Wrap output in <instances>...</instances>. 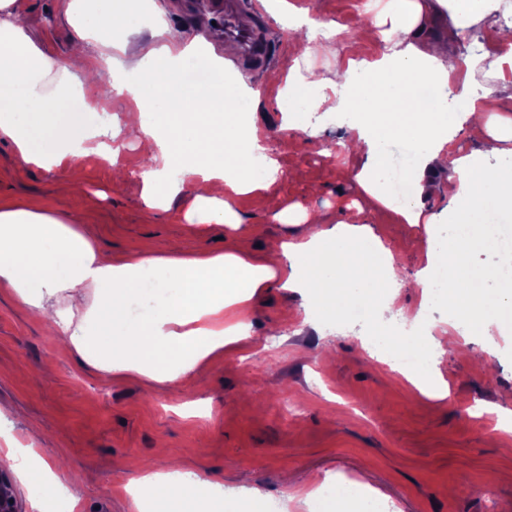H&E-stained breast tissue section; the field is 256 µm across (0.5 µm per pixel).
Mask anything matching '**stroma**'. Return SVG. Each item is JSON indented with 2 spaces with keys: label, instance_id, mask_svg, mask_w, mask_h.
Listing matches in <instances>:
<instances>
[{
  "label": "stroma",
  "instance_id": "obj_1",
  "mask_svg": "<svg viewBox=\"0 0 512 512\" xmlns=\"http://www.w3.org/2000/svg\"><path fill=\"white\" fill-rule=\"evenodd\" d=\"M25 2L40 21L38 43L65 58L72 27L60 0ZM292 2L306 24L262 14L272 36L268 68L309 67L335 80V58L316 50L301 61L296 45L308 40V21L352 32L366 24L367 14L356 0ZM154 10L169 34L197 29L218 54H233L212 26L197 27L203 10L192 0H154ZM506 22L499 15L465 29L454 46L457 57L470 60L495 49ZM264 71L232 73L258 91L256 123L281 165L266 190L237 201L252 255L263 257L271 241L303 233V226L277 218L290 205L321 214L329 227L367 224L393 253L403 306L417 308L422 297L412 282L425 263L424 225L367 206L352 176L365 157L342 147L344 113L310 112L301 128H291L277 88L262 81ZM120 163L126 176L117 184L111 167L85 159L83 189L68 194L59 188L67 166L48 172L24 164L14 145L0 138V206L51 215L89 212L90 223L77 225V232L116 260L226 250L223 225L186 220L188 195L166 210L146 212L140 174L149 160L137 148L126 147ZM306 302L298 291L267 289L252 319L260 346L225 345L183 382L169 384L139 375L103 377L76 352L60 351L53 325L18 306L0 285V465L9 443L33 445L61 485L73 490L76 512H138L128 490L139 471L167 472L172 459L225 494L258 490L275 512H316L299 489L316 478L341 488L353 476L377 484L398 502V512H512V433L497 428L500 410L512 411V335L456 336L457 351L435 360L448 385L447 398L438 400L362 350L369 325L316 331L303 321ZM132 460L142 470L129 468Z\"/></svg>",
  "mask_w": 512,
  "mask_h": 512
}]
</instances>
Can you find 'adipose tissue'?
<instances>
[{"label": "adipose tissue", "instance_id": "1", "mask_svg": "<svg viewBox=\"0 0 512 512\" xmlns=\"http://www.w3.org/2000/svg\"><path fill=\"white\" fill-rule=\"evenodd\" d=\"M151 10V0H68L75 37L71 55L60 60L35 41L24 0H0V137L12 141L24 163L48 171L64 163L77 169L88 156L117 167L123 140L132 137L152 161L140 175L145 207L165 209L190 187L189 217L224 225L233 247L191 257L132 255L116 263L74 230L75 215L1 206L0 283L18 305L55 318L62 345L101 374L167 383L187 378L225 344L246 339L255 299L270 288L306 289L315 300L308 323L317 316H385L398 296L382 303L376 294L392 271V253L369 225L341 222L276 241L264 260L250 255L234 206L279 172L252 119L257 96L247 87L225 89L224 60L207 47L164 43L161 18L150 26L160 47L148 51L132 41L140 15ZM499 12L511 14L512 0H385L360 38L323 45L349 75L340 106L361 115L346 142L365 151L354 179L405 223L455 224L446 244L426 237L416 286L423 305L443 303L465 314L471 336L512 333V280L469 261L470 250L496 247L487 213L512 214V24L499 28L498 48L475 63L461 62L451 47L464 29ZM365 43L377 47L375 60L360 59ZM104 69L112 72L114 95L128 102L116 127H101L94 103ZM480 76L488 81L480 92L448 99L447 88ZM328 87L314 74L289 73L278 95L288 102L292 125L329 101ZM465 129L481 134L479 152L453 151ZM393 139L412 149L402 205L384 181V150ZM483 157L497 159V169H484ZM443 184L447 206L425 213L424 197ZM67 291L70 303L58 310V296ZM148 298L154 307L132 315L131 304ZM410 345L417 358L409 380L433 397L447 396L432 376L430 355L454 348V341L439 336ZM195 499L205 512H265L261 494L227 499L195 474L147 473L135 483L134 500L144 512H190Z\"/></svg>", "mask_w": 512, "mask_h": 512}]
</instances>
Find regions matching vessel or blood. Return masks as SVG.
Wrapping results in <instances>:
<instances>
[{
	"instance_id": "1",
	"label": "vessel or blood",
	"mask_w": 512,
	"mask_h": 512,
	"mask_svg": "<svg viewBox=\"0 0 512 512\" xmlns=\"http://www.w3.org/2000/svg\"><path fill=\"white\" fill-rule=\"evenodd\" d=\"M209 3L224 26L225 41L237 47L238 61L252 69L262 67L268 60L269 37L253 17L248 0H209Z\"/></svg>"
}]
</instances>
